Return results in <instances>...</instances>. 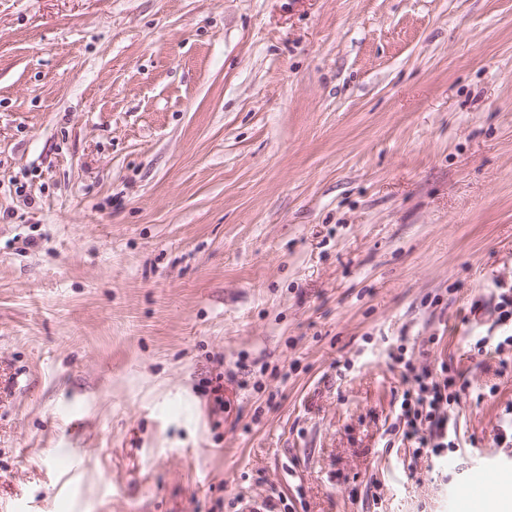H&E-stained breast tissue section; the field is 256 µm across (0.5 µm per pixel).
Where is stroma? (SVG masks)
Segmentation results:
<instances>
[{"mask_svg": "<svg viewBox=\"0 0 512 512\" xmlns=\"http://www.w3.org/2000/svg\"><path fill=\"white\" fill-rule=\"evenodd\" d=\"M511 289L512 0H0V512H453ZM404 383L397 419L402 421L401 445L408 444L414 456H440L445 448H456V429L448 425V408L459 406L470 383L463 373L441 362L437 371L417 366L411 357L392 356Z\"/></svg>", "mask_w": 512, "mask_h": 512, "instance_id": "stroma-1", "label": "stroma"}]
</instances>
